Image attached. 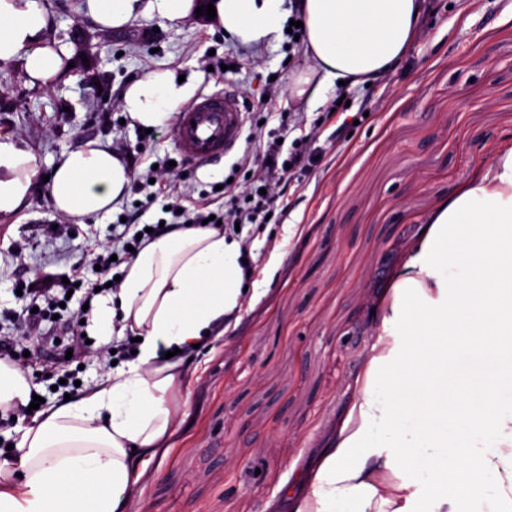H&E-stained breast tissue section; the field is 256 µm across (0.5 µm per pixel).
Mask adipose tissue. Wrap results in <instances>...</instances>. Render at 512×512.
Listing matches in <instances>:
<instances>
[{
	"mask_svg": "<svg viewBox=\"0 0 512 512\" xmlns=\"http://www.w3.org/2000/svg\"><path fill=\"white\" fill-rule=\"evenodd\" d=\"M216 24L245 47L276 40L300 12L309 65L292 93L318 102L338 81L367 84L406 57L425 0H211ZM198 0H85L102 30L139 18L194 14ZM38 0H0V62L23 59L49 84L70 56L43 43ZM192 95L190 81L152 70L130 81L132 125L164 126ZM34 155L0 138V215L28 205ZM124 159L95 138L64 151L46 189L55 209L84 218L122 205ZM241 240L177 229L141 246L123 282L93 316L110 336L136 334V353L90 392L39 412L0 457V512H125L142 465L180 423L193 346L218 341L243 306ZM173 350L171 358L160 348ZM487 376L453 383L456 357ZM36 385L0 360V411L27 404ZM512 512V138L464 190L429 216L393 275L380 328L336 434L307 469L287 512Z\"/></svg>",
	"mask_w": 512,
	"mask_h": 512,
	"instance_id": "ef3b65f1",
	"label": "adipose tissue"
}]
</instances>
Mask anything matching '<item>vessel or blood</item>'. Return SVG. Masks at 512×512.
I'll return each instance as SVG.
<instances>
[{"instance_id": "vessel-or-blood-1", "label": "vessel or blood", "mask_w": 512, "mask_h": 512, "mask_svg": "<svg viewBox=\"0 0 512 512\" xmlns=\"http://www.w3.org/2000/svg\"><path fill=\"white\" fill-rule=\"evenodd\" d=\"M244 124L245 115L235 94H202L180 109L171 141L182 158L208 162L237 147Z\"/></svg>"}]
</instances>
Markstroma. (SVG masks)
Listing matches in <instances>:
<instances>
[{"label": "stroma", "instance_id": "obj_1", "mask_svg": "<svg viewBox=\"0 0 512 512\" xmlns=\"http://www.w3.org/2000/svg\"><path fill=\"white\" fill-rule=\"evenodd\" d=\"M47 42L72 47V66L31 84L22 60L0 62V136L29 149L39 176L63 151L102 138L144 163L178 162L192 195L216 182L180 160L171 129L138 141L124 123L129 77L173 70L195 92L229 89L253 104L237 151L213 160L259 169L276 137L304 138L314 165L276 195L277 219L250 248L256 266L243 308L223 340L194 354L180 425L148 460L128 512H274L343 419L380 325L377 306L418 223L437 200L470 182L512 135V0H429L403 65L371 86L345 85L316 104L293 97L304 49L287 36L243 47L207 16L138 19L102 31L84 0H40ZM236 72L209 71L211 57ZM111 103L112 125L99 122ZM233 172V171H232ZM116 213L83 220L59 213L45 189L0 216V338L19 336L17 282L44 287L87 250L114 243ZM69 232H60V225Z\"/></svg>", "mask_w": 512, "mask_h": 512}]
</instances>
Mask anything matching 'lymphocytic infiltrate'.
<instances>
[{"label":"lymphocytic infiltrate","mask_w":512,"mask_h":512,"mask_svg":"<svg viewBox=\"0 0 512 512\" xmlns=\"http://www.w3.org/2000/svg\"><path fill=\"white\" fill-rule=\"evenodd\" d=\"M266 155L267 164H264L260 173L252 174L249 178V185L246 188H239L237 183L224 184L220 191L219 198H212L208 195H200L194 208H183L181 204L182 192L180 186L182 177L176 173L174 168L161 166L157 169L148 170L146 174L137 175L133 178L132 191H145L149 183H156L157 190L147 193L145 204L124 210L123 215L127 226H135L137 221L146 212L149 204L155 203L158 199H166L169 202L170 221L165 222L163 227L154 228L153 232L143 233L142 237H129L126 247L117 249L115 256H108L102 253L93 257L83 259L82 262L74 265L68 277L54 275L48 278L46 286L40 289L39 294L43 298L44 305L38 312L27 313L22 318L21 338L0 340V360H5L19 367H28L29 360L23 355V348L26 341H36L45 350H55L58 347L56 338L58 326H65L68 329L67 347L73 352L74 361H81L86 357L95 355L105 359L110 355L128 357L135 348L134 342L130 339H123L113 342L111 348H93L87 344L83 335L82 319L86 313L82 309L83 303L93 302L96 297V287L105 286L114 278L113 269L116 260L126 259L129 248H141L143 242L154 237L162 236L163 232H170L185 227L186 224H202L208 217H215L220 223V228L225 236H233L237 226H245V243H252L254 240L255 225L264 223L268 214L273 211L272 200L277 189L285 188L288 180L295 170L309 166L311 158L302 152L284 153L283 147L278 143L269 145ZM77 298L80 308L71 312L65 322L55 321V314L60 313L61 302L67 296Z\"/></svg>","instance_id":"f902f5d3"}]
</instances>
